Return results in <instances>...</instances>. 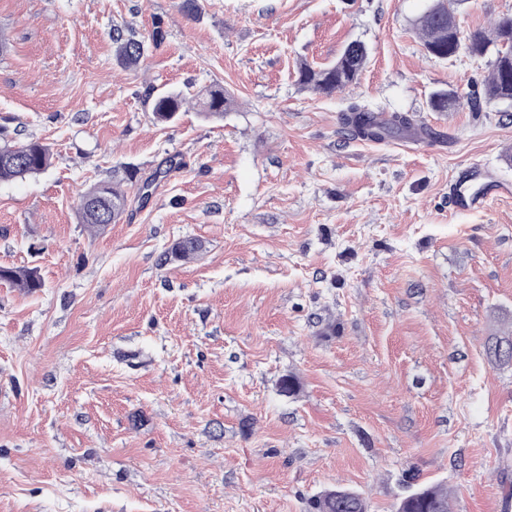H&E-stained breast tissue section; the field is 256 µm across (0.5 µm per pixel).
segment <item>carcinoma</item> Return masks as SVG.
Instances as JSON below:
<instances>
[{"instance_id": "carcinoma-1", "label": "carcinoma", "mask_w": 512, "mask_h": 512, "mask_svg": "<svg viewBox=\"0 0 512 512\" xmlns=\"http://www.w3.org/2000/svg\"><path fill=\"white\" fill-rule=\"evenodd\" d=\"M457 24L455 14L444 0H433L431 6L416 22L418 36L425 52L439 60H449L461 54L472 57L494 55L491 73L485 80V102L512 103V16L500 18L491 32L476 31L468 43L459 47L452 40L451 29ZM114 55L124 67H137L144 56V41L124 30L112 31ZM368 59L366 46L358 41L348 43L336 59L319 68L302 64L298 68V83L315 93L331 96L353 85ZM202 112L209 118H221L233 106V98L224 87L216 85L196 94ZM187 94L182 91L167 92L157 96L152 112L156 121L167 123L176 119ZM431 108L446 112L469 106L481 108L480 100L468 95L439 91L431 99ZM344 129L348 135L362 140L376 141L412 129V119L402 113L388 117L376 115L365 105L352 104L343 115ZM51 164L48 145L38 139L12 141L0 144V181L23 179L45 171ZM96 199L105 207V220L82 207L83 201ZM126 192L118 183L98 182L83 192L77 202L81 223L90 228L118 223L125 211ZM201 245L193 239L175 242L166 254L169 261H179L198 254ZM0 280L10 282L27 293H36L44 282L35 268L0 266ZM487 359L499 366L512 365V336H493L484 345ZM310 512H368L366 499L358 492L336 487L315 497ZM395 512H453L448 491L437 486H423L409 491L396 506Z\"/></svg>"}]
</instances>
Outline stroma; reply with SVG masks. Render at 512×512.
Returning a JSON list of instances; mask_svg holds the SVG:
<instances>
[{"label":"stroma","instance_id":"stroma-1","mask_svg":"<svg viewBox=\"0 0 512 512\" xmlns=\"http://www.w3.org/2000/svg\"><path fill=\"white\" fill-rule=\"evenodd\" d=\"M430 3L0 0V132L53 151L0 182V265L44 282H0V512H307L336 485L393 512L422 484L512 512V367L484 354L512 329V196L449 204L469 161L512 183V119L431 109L482 95L491 59L427 57ZM454 9L468 34L512 0ZM124 25L166 33L130 70ZM355 39L356 84H298ZM215 83L222 119L155 123L152 95ZM354 102L447 140L349 137ZM100 181L127 206L91 231L75 201ZM184 238L201 252L164 261ZM114 55L125 68L137 67L144 56V41L136 39L133 34L126 35L123 29L112 31ZM431 108L436 112H448V110H454L469 106L475 110H480L481 103L480 99L472 98L469 95H459L457 93H451L448 91H439L431 99ZM0 280L10 282L27 293H36L44 286L35 268L0 266Z\"/></svg>","mask_w":512,"mask_h":512}]
</instances>
